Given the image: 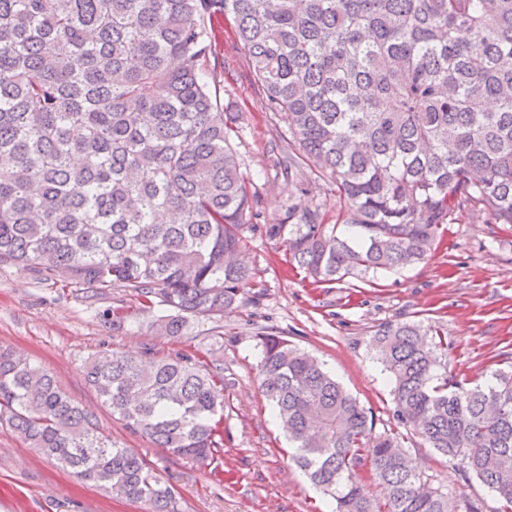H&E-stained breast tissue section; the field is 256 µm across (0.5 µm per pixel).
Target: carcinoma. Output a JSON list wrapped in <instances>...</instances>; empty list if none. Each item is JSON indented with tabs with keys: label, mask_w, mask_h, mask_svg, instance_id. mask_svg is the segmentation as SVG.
<instances>
[{
	"label": "carcinoma",
	"mask_w": 512,
	"mask_h": 512,
	"mask_svg": "<svg viewBox=\"0 0 512 512\" xmlns=\"http://www.w3.org/2000/svg\"><path fill=\"white\" fill-rule=\"evenodd\" d=\"M229 15L291 135L283 171L336 185L335 218L298 198L266 225L304 277L419 263L467 207L512 224V0H0V265L98 295L123 288L161 307L172 337L241 305L257 286V199L209 71ZM373 342L398 422L512 512V370L455 379L435 325L387 323ZM257 347L292 459L336 512H455L404 437L375 432L316 358L270 334ZM85 378L171 455L205 462L224 448V369L104 349ZM0 423L81 481L179 512L174 490L49 369L2 348ZM367 464L385 511L359 476Z\"/></svg>",
	"instance_id": "cac0c4a2"
}]
</instances>
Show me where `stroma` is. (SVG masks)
<instances>
[{
    "mask_svg": "<svg viewBox=\"0 0 512 512\" xmlns=\"http://www.w3.org/2000/svg\"><path fill=\"white\" fill-rule=\"evenodd\" d=\"M211 66L225 111L238 115L242 132L232 146L258 196L260 217L249 247L265 285L263 296L225 314L221 332L203 320L171 338L155 326L159 308H143L123 289L100 299L86 286L63 288L31 268L0 266V348L48 368L74 401L96 413L106 435L144 458L174 488L179 512H334L335 501L292 462L288 439L258 388V336L283 337L317 357L372 412L376 431H400L385 375L373 358L376 329L406 321L447 329L448 370L460 381L512 368V226L468 209L456 214L424 262L399 273L322 286L302 280L285 244L268 239L264 227L279 222L302 187L304 204L335 213L332 181L310 170L299 183L283 175L288 131L266 111L232 20L224 22ZM117 306L129 313L118 330L107 315ZM148 347L159 357L182 353L223 367V476H215L213 464L178 459L130 432L88 387L89 356L105 348L138 355ZM404 442L417 468L454 496L456 512H500L498 498L475 477L465 476L419 438L408 435ZM0 512H147V507L77 480L3 424Z\"/></svg>",
    "mask_w": 512,
    "mask_h": 512,
    "instance_id": "1",
    "label": "stroma"
}]
</instances>
